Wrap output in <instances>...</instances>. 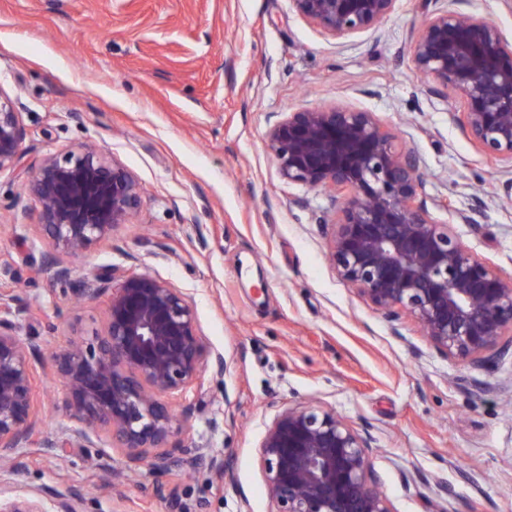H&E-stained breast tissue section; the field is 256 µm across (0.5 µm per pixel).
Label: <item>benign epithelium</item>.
I'll return each mask as SVG.
<instances>
[{"label":"benign epithelium","mask_w":512,"mask_h":512,"mask_svg":"<svg viewBox=\"0 0 512 512\" xmlns=\"http://www.w3.org/2000/svg\"><path fill=\"white\" fill-rule=\"evenodd\" d=\"M397 0H289L291 9L340 42L382 22ZM426 91L459 94L463 136L485 155L512 164V40L488 20L450 6L430 15L412 45ZM17 102L0 93V171L21 168L24 139ZM265 145L282 179L334 191V214L317 217L338 278L388 322L411 318L441 356L477 368L512 354V276L475 255L450 225L436 222L419 197L417 152L384 130L374 113L345 105L274 112ZM24 189L40 206L52 247L80 254L130 224L142 187L123 165L94 145L46 156L23 170ZM477 197L458 212L480 224ZM76 295L102 300L105 321L92 337L74 335L53 357L66 413L80 427L49 452L91 442L104 431L128 469L156 474L204 465L239 492L223 455L197 446L173 448L190 426V406L173 403L224 377V354L198 328L186 293L148 273L114 265L82 278ZM13 298L0 293V512H81L70 492L10 480L18 449L39 423L34 363L41 348L19 336L9 318ZM372 436L323 405L280 408L259 446L271 512H393L371 461Z\"/></svg>","instance_id":"obj_1"}]
</instances>
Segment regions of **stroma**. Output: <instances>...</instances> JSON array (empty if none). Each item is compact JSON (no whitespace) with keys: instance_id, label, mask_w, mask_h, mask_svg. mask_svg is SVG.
<instances>
[{"instance_id":"35a3bbf8","label":"stroma","mask_w":512,"mask_h":512,"mask_svg":"<svg viewBox=\"0 0 512 512\" xmlns=\"http://www.w3.org/2000/svg\"><path fill=\"white\" fill-rule=\"evenodd\" d=\"M447 5L397 0L339 45L288 0H0V90L21 104L25 164L91 142L143 188L132 223L70 255L40 232L21 179L0 172V291L42 348L39 435L70 425L53 353L104 321L103 303L77 304L75 279L112 264L147 272L194 300L202 336L224 354L223 381L189 395L184 444L219 450L239 491L206 469L130 476L103 434L55 458L21 449L15 482L76 493L83 512H271L264 429L283 405L312 401L373 436L394 512H512V359L474 368L437 354L410 319L387 322L327 259L315 214L330 194L285 182L265 148L272 112L374 113L420 155L433 218L512 276L505 164L461 135V98L426 93L411 61L423 22ZM479 189L484 223H459ZM446 197L452 208L439 207ZM483 382L492 392L476 395Z\"/></svg>"}]
</instances>
